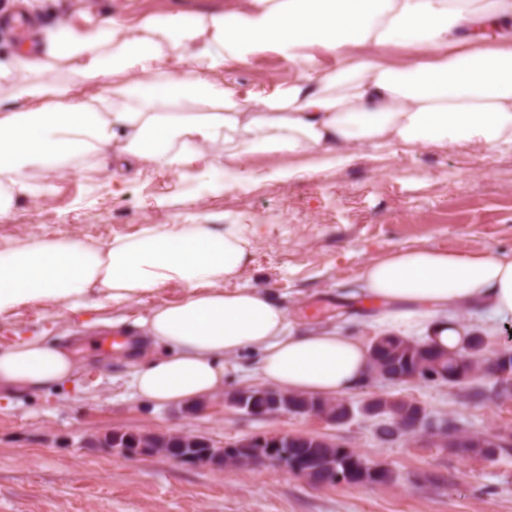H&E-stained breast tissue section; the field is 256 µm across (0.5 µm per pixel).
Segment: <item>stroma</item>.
<instances>
[{
	"label": "stroma",
	"mask_w": 512,
	"mask_h": 512,
	"mask_svg": "<svg viewBox=\"0 0 512 512\" xmlns=\"http://www.w3.org/2000/svg\"><path fill=\"white\" fill-rule=\"evenodd\" d=\"M227 0H46L41 23L89 10L120 15L129 25L169 11L194 13ZM295 72L266 52L225 65L227 86H272ZM278 161L249 163L251 179L210 191L163 170L100 167L36 171L49 185L18 198L0 218V238H83L106 245L148 224H262L252 262L239 285L262 287L288 311L290 329L349 332L365 343L383 335L359 290L362 264L397 247L427 245L466 256L512 248V150L484 155L471 147L375 150L311 176L274 178ZM163 289L121 309L72 311L35 302L0 316V344L22 335L62 337L90 354L77 384L60 392L17 395L0 402V512H512V447L485 458L464 448H436L403 435L383 441L380 419L360 413L376 395L411 400L435 418L493 436L512 429V399L495 401L480 377L464 386L421 379L371 378L348 395L354 416L331 425L307 414L255 418L223 394L196 406H158L127 386L130 347L124 325L146 315ZM192 434L215 446L254 434L285 432L341 443L387 469L381 484L315 485L280 469L224 470L157 455L129 459L105 448L112 431Z\"/></svg>",
	"instance_id": "stroma-1"
}]
</instances>
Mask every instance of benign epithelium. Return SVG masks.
<instances>
[{"instance_id": "obj_1", "label": "benign epithelium", "mask_w": 512, "mask_h": 512, "mask_svg": "<svg viewBox=\"0 0 512 512\" xmlns=\"http://www.w3.org/2000/svg\"><path fill=\"white\" fill-rule=\"evenodd\" d=\"M482 372L492 376L496 381V390L512 392V342L506 341L492 353L483 356ZM225 402L242 410L253 417L268 415L308 414L329 424L341 425L350 420L353 409L344 402L337 409L331 410L317 404L289 401L264 387L243 389L225 397ZM362 413L370 417H385L389 423L382 425L380 436L386 440L400 435V430L414 431L419 436L427 437L437 448L456 445L461 448H473L481 444L483 448H509L512 446V431L500 433L489 439L475 436L463 431L448 419L441 421L428 418L427 413L419 403L410 400H397L385 396H377L366 400L361 406ZM181 438L193 444L191 448L176 449L174 461L191 465L215 464L225 465V458L232 448L244 449V455L239 458L240 466L250 468L276 467L285 469L302 478L320 471L324 475V483L336 484L345 481L344 474L336 471V465L329 460L298 461L290 460L288 456L278 459L275 451L282 441H291L295 435L276 433L256 435L241 440L228 442L224 447L217 448L209 441L196 435L183 434Z\"/></svg>"}]
</instances>
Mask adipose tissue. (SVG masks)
I'll list each match as a JSON object with an SVG mask.
<instances>
[{"label":"adipose tissue","mask_w":512,"mask_h":512,"mask_svg":"<svg viewBox=\"0 0 512 512\" xmlns=\"http://www.w3.org/2000/svg\"><path fill=\"white\" fill-rule=\"evenodd\" d=\"M273 52L297 71L239 92L225 63ZM330 67L320 66L319 54ZM0 217L35 192L37 170L112 154L144 169L229 188L255 156L290 161L285 177L351 160L369 146L512 149V0H237L165 12L128 26L88 13L37 27L0 58ZM224 148V165L207 163ZM254 224H148L102 247L77 238L0 243V315L34 302L119 308L177 286L136 320L127 384L157 405L196 403L224 387L226 362L282 392L346 395L371 372L369 349L337 331L299 332L269 290L236 281L252 261ZM360 287L385 305L381 325H417L436 349L466 327L449 309L512 321V249L469 256L432 246L366 261ZM70 343L21 336L0 345V398L69 386Z\"/></svg>","instance_id":"obj_1"}]
</instances>
